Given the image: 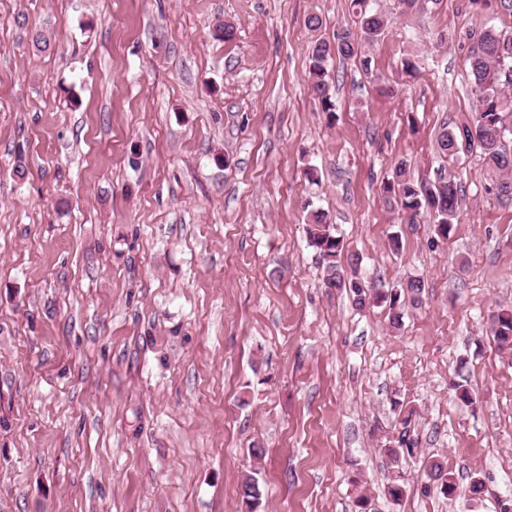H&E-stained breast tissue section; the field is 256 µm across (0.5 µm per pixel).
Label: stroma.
Listing matches in <instances>:
<instances>
[{"mask_svg":"<svg viewBox=\"0 0 512 512\" xmlns=\"http://www.w3.org/2000/svg\"><path fill=\"white\" fill-rule=\"evenodd\" d=\"M375 6L381 40L330 66V123L309 55L352 25L350 0H0V512H244L255 468L264 512L512 495V357L488 330L512 308V206L478 156L435 150L475 108L474 35L512 15ZM402 158L462 185L448 239L385 206ZM312 208L367 283L424 281L400 328L324 288ZM403 409L420 453L395 505L383 449ZM429 456L484 492L425 494ZM257 475H259V471L253 469L243 477L238 488L241 501L250 509L248 512H257L262 506L263 490Z\"/></svg>","mask_w":512,"mask_h":512,"instance_id":"1","label":"stroma"}]
</instances>
